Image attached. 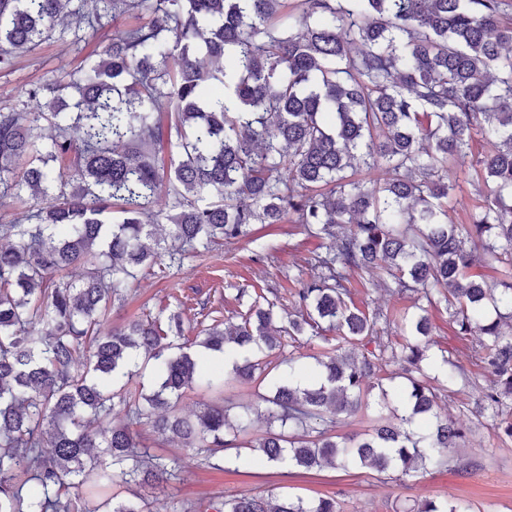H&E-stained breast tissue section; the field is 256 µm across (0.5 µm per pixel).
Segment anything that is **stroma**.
Masks as SVG:
<instances>
[{
    "label": "stroma",
    "instance_id": "stroma-1",
    "mask_svg": "<svg viewBox=\"0 0 512 512\" xmlns=\"http://www.w3.org/2000/svg\"><path fill=\"white\" fill-rule=\"evenodd\" d=\"M105 36L94 42H75L72 31L55 34L38 48L15 55L12 66L0 69V110L31 109L28 91L37 87L42 100L53 97L51 84L61 73L73 71L94 47L104 46ZM326 240L310 236L297 225L255 224L249 236L216 246L200 257L184 259L178 266L161 261L140 275L135 294L126 302L115 304L100 326L107 332L129 320L151 317L167 321L170 314L182 312L184 319L194 314L238 321L246 311V297L254 289L278 296L277 311H295L291 288L301 287L320 275L313 259L325 253ZM386 267L354 276L350 306L366 314L391 315L393 309L411 307L412 298L401 299L386 288ZM432 326L435 357L447 356L476 376L481 385L490 377L476 366L473 350L477 337L460 336L445 305L428 308ZM338 330L322 326L317 337L299 336L288 340L284 351L273 352L272 364L293 358L306 372L315 369L316 355L342 347ZM402 373L396 362L386 363L378 375V385L367 395L368 408L348 419L339 429L348 435L365 432L378 414L381 390L392 389ZM254 386L227 380L223 393L206 390L188 392L180 403L183 413H191L201 404L225 401L246 404L254 398ZM471 390L439 392L436 410L470 426L471 432L455 449V462L441 469H427L401 478L359 468L345 473L330 467L312 472L296 468H278L260 457L243 451L240 460L230 461L218 471L200 464L181 479L170 481L159 495L158 505L165 512H180L187 505L206 507L216 494L231 497L244 491L262 495L336 498L341 512H412L425 499H453L466 502L472 512H512V439L497 428L491 418H475L467 409Z\"/></svg>",
    "mask_w": 512,
    "mask_h": 512
}]
</instances>
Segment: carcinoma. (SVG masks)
<instances>
[{
    "instance_id": "obj_1",
    "label": "carcinoma",
    "mask_w": 512,
    "mask_h": 512,
    "mask_svg": "<svg viewBox=\"0 0 512 512\" xmlns=\"http://www.w3.org/2000/svg\"><path fill=\"white\" fill-rule=\"evenodd\" d=\"M124 14L139 23L56 82L28 112L0 111V187L35 211L0 224V512H148L112 494L115 479L154 489L205 462L224 469L240 447L303 471L370 467L409 476L442 468L467 434L435 412L436 386L478 392L476 412L512 438V19L500 0H0V68L50 39L68 16L91 33ZM174 120L162 127V117ZM46 122L51 134L37 133ZM488 150L467 176L488 190L466 224L448 222L453 165L476 140ZM167 141L169 162L157 146ZM382 168L372 185L357 169ZM170 200L155 211L160 194ZM299 224L329 241L319 278L292 293L302 315L275 326L260 294L241 321H213L189 339L135 319L97 327L162 254L198 257L252 224ZM498 263V282L473 274L474 245ZM389 266L393 294L415 295L410 338L392 347L378 317L351 309V278ZM445 304L458 334L477 336L483 388L452 359L430 354L419 304ZM326 321L349 348L317 359L321 380L281 374L272 394L178 410L194 386L224 377L202 352L245 349L233 378L261 385L258 354L282 336H317ZM377 353H358L363 341ZM407 385L391 416L339 436L385 361ZM152 367L156 384L134 380ZM438 375L431 377L426 367ZM122 405L128 421L112 423ZM269 425L252 437L255 420ZM181 442L170 459L138 426ZM51 448L50 453L44 447ZM209 512H340L333 496L219 495ZM417 512H470L427 500Z\"/></svg>"
}]
</instances>
